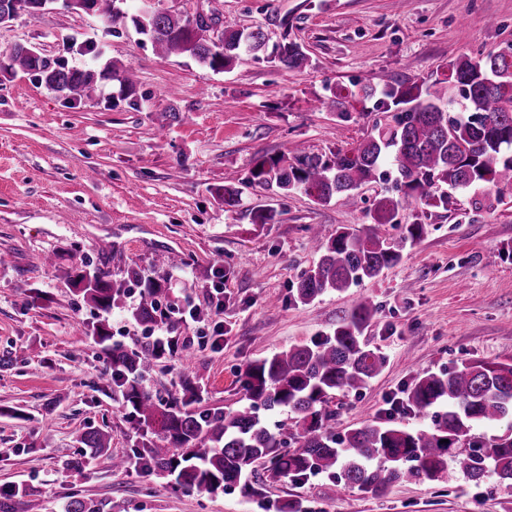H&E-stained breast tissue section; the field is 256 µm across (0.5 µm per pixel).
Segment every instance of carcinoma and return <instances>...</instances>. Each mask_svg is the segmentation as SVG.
I'll use <instances>...</instances> for the list:
<instances>
[{
    "mask_svg": "<svg viewBox=\"0 0 512 512\" xmlns=\"http://www.w3.org/2000/svg\"><path fill=\"white\" fill-rule=\"evenodd\" d=\"M39 0H0V13L16 17L37 8ZM113 24L131 21L138 33L161 51L187 54L214 71L231 69L242 50H262L265 36L224 27L206 38L189 18L156 9L146 17L128 15L120 0H92ZM11 65L37 74L45 84L71 101H80L96 79L112 77V67L69 68L60 59L34 53L27 46L13 48ZM272 61L290 69L308 64L295 42L275 49ZM339 113L347 117L346 99L367 100L373 89L363 87L334 93ZM384 97L398 108L358 146L330 158L302 151L259 160L248 182L275 195L304 193L318 204L332 200L350 203L362 187L391 178L397 196L378 201L374 224L363 230L321 224L309 227L321 256L300 274L296 300L307 303L324 293L345 291L379 276L399 262L401 253L387 244L378 225L390 223L400 204L414 200L430 208L448 204L447 190L490 185L496 197L512 192V50H497L474 60L461 57L449 64L448 81L439 87L416 83L387 84ZM154 261L155 275L131 271L139 288L133 319L139 325L166 327L169 336L135 350L112 344L107 322L92 327V336L105 353L112 384L121 394L127 415L151 437L134 449L142 471L167 477L184 492L216 494L238 486L246 497L261 495L266 479L301 478L309 474H339L344 484L379 495L396 483L436 481L453 469L475 482L492 474L512 488V361L467 360L460 367L419 377L407 394L406 406L431 417L417 429L390 417L384 423L331 432L326 421L329 398L341 390L365 387L385 368L387 359L362 340L375 307L357 302L333 334L293 345L248 362L238 373L245 404L228 411L199 410L196 391L188 387L181 399L166 401L143 385L146 373L168 358L189 361L195 356L190 342L172 335L176 322L159 307L166 291ZM75 291L108 313L124 294L123 285L109 273L86 263L74 275ZM293 415L294 426L274 432L268 413ZM506 421L499 434H475ZM84 451L65 461L79 470L91 460L105 472L127 467L129 458L110 451L111 436L100 430L77 435ZM0 512H43L42 502L30 499L23 486L0 496ZM63 512H100L88 499L73 498Z\"/></svg>",
    "mask_w": 512,
    "mask_h": 512,
    "instance_id": "cac0c4a2",
    "label": "carcinoma"
}]
</instances>
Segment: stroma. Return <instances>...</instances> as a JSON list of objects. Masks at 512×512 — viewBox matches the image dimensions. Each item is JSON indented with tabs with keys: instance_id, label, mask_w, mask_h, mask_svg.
<instances>
[{
	"instance_id": "stroma-1",
	"label": "stroma",
	"mask_w": 512,
	"mask_h": 512,
	"mask_svg": "<svg viewBox=\"0 0 512 512\" xmlns=\"http://www.w3.org/2000/svg\"><path fill=\"white\" fill-rule=\"evenodd\" d=\"M226 27L262 30L268 46L289 39L310 62L299 70L271 63L266 50L215 72L187 55L155 51L133 27L112 28L96 14L52 6L0 26V59L18 44L87 66L136 74L132 90L99 80L80 104L23 72L0 70V490L22 485L45 512L73 498L101 512H278L291 500L307 512H512V490L495 477L459 472L406 482L373 496L325 475L271 481L263 501L239 489L218 495L173 490L165 478L135 469L66 467L78 433L104 430L112 451L139 447L107 382V359L87 331L108 321L112 340L148 341L132 318L139 290L130 271L152 274L164 254L169 292L162 309L196 349L191 363H161L143 380L163 399L185 384L202 408L234 409L244 398L235 373L247 362L332 333L356 300L375 305L363 333L387 358L366 387L331 400L335 433L385 419L391 402L420 375L462 360L512 361V199L475 209L494 190L449 191L444 208L410 202L383 235L401 259L378 277L309 303L293 298L297 275L320 256L314 224L363 228L386 186L363 187L354 205L317 204L294 193L276 198L244 180L257 159L296 150L328 156L371 132L372 116L354 101L352 121L323 107L339 86L383 89L395 80L431 85L462 57L512 40V0H218ZM242 188L239 206L217 198ZM273 224L251 214L266 205ZM423 236L404 240L406 225ZM127 281L110 314L78 295L70 272L81 262ZM225 272L214 296L201 270ZM206 319L183 320L189 308Z\"/></svg>"
}]
</instances>
